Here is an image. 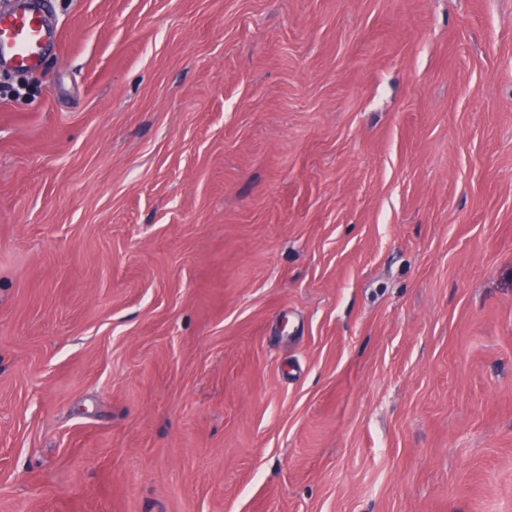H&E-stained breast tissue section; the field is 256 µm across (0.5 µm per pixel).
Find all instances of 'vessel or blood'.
<instances>
[{"mask_svg":"<svg viewBox=\"0 0 512 512\" xmlns=\"http://www.w3.org/2000/svg\"><path fill=\"white\" fill-rule=\"evenodd\" d=\"M54 38L42 0H17L0 12V68L35 72Z\"/></svg>","mask_w":512,"mask_h":512,"instance_id":"1","label":"vessel or blood"}]
</instances>
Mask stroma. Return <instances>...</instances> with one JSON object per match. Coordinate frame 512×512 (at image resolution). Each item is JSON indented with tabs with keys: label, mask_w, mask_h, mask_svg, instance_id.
<instances>
[{
	"label": "stroma",
	"mask_w": 512,
	"mask_h": 512,
	"mask_svg": "<svg viewBox=\"0 0 512 512\" xmlns=\"http://www.w3.org/2000/svg\"><path fill=\"white\" fill-rule=\"evenodd\" d=\"M0 72V512H512V0H54Z\"/></svg>",
	"instance_id": "obj_1"
}]
</instances>
